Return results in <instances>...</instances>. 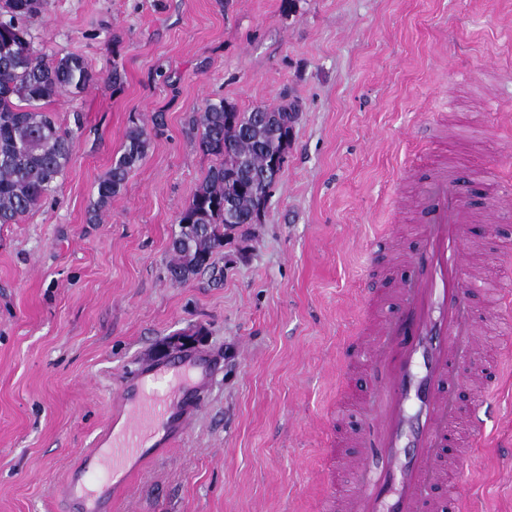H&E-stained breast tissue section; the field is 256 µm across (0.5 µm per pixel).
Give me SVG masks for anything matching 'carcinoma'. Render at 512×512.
Wrapping results in <instances>:
<instances>
[{
    "label": "carcinoma",
    "mask_w": 512,
    "mask_h": 512,
    "mask_svg": "<svg viewBox=\"0 0 512 512\" xmlns=\"http://www.w3.org/2000/svg\"><path fill=\"white\" fill-rule=\"evenodd\" d=\"M48 4L0 0V224H15L38 206L70 163L73 134L45 105L64 91L85 90L94 80L82 57H48L35 47L30 20ZM195 122L201 128L200 147L220 162L178 218L167 272L181 281L212 267L224 232L247 223L256 208L254 194L272 185L269 164L283 153L292 116L286 106L238 112L222 100L207 99ZM149 142L147 128L128 131L121 156L98 183L89 221L101 220L112 196L144 159Z\"/></svg>",
    "instance_id": "obj_1"
}]
</instances>
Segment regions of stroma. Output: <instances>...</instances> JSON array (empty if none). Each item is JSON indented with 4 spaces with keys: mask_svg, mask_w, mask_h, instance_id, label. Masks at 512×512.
Instances as JSON below:
<instances>
[{
    "mask_svg": "<svg viewBox=\"0 0 512 512\" xmlns=\"http://www.w3.org/2000/svg\"><path fill=\"white\" fill-rule=\"evenodd\" d=\"M53 57L99 76L49 103L74 135L57 189L0 225V512H67L56 490L111 411L122 376L195 337L210 354L204 408L147 459L114 512H322L338 462L341 352L360 325L365 249L389 223L408 166L446 157L512 182V0H50L32 24ZM238 111L296 104L285 163L259 223L232 231L223 275L171 280L176 219L217 165L199 147L205 99ZM445 137L430 151L424 126ZM134 126L145 159L89 223L97 184ZM478 317L512 259V222L478 228ZM484 401L483 435L458 449L480 512H512V370Z\"/></svg>",
    "mask_w": 512,
    "mask_h": 512,
    "instance_id": "1",
    "label": "stroma"
}]
</instances>
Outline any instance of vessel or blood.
Instances as JSON below:
<instances>
[{
    "instance_id": "b4317fda",
    "label": "vessel or blood",
    "mask_w": 512,
    "mask_h": 512,
    "mask_svg": "<svg viewBox=\"0 0 512 512\" xmlns=\"http://www.w3.org/2000/svg\"><path fill=\"white\" fill-rule=\"evenodd\" d=\"M475 192L489 199L487 209L468 205ZM407 212L418 222V243L406 259L409 276L368 278L359 301L365 328L346 355L354 361L369 353L375 385L364 401V430L335 443L360 450L351 471L332 479L339 512H472L461 469L439 463L442 448L458 439L461 409L450 389L478 350L477 322L462 289L470 272L465 227L511 221L512 184L464 178L439 161L427 167L413 196L396 195L395 216ZM390 299L395 313L381 316ZM210 373L208 357L190 356L122 380L111 420L69 482L75 512H111L129 460L187 433ZM434 484L447 487L444 501L427 497Z\"/></svg>"
}]
</instances>
